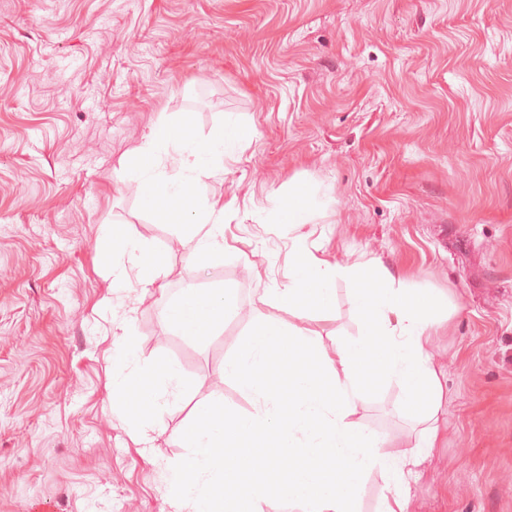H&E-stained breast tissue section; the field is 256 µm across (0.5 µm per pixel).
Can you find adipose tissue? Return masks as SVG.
Returning <instances> with one entry per match:
<instances>
[{"label":"adipose tissue","mask_w":512,"mask_h":512,"mask_svg":"<svg viewBox=\"0 0 512 512\" xmlns=\"http://www.w3.org/2000/svg\"><path fill=\"white\" fill-rule=\"evenodd\" d=\"M316 205V191L296 182L282 194L271 219L304 224ZM103 241L111 284L122 286L127 279L125 268L110 259L117 251L136 268L141 290L153 287L164 273V256L125 229L105 228ZM296 264L287 286L275 291L280 304L303 319L331 308L338 281L352 282L361 334L337 342L330 351L318 332L280 324L253 308L250 331L225 361L224 375L256 399L255 413H229L223 403L204 399L186 429V455L165 466L162 475L195 512H238L243 490L254 502L280 503L293 512H358L359 478L375 470L385 483L379 512H408L409 480L440 441L445 374L429 360L427 347L441 319L415 292L398 285L379 261L333 262L301 244ZM228 309L223 290L191 288L167 303L163 323L203 344L223 330ZM268 336L282 337L302 353L276 379L270 376L272 361L264 344ZM380 344L385 355L378 373L365 377L358 361ZM379 381L396 383L407 396L408 410L420 415L422 428L411 448H394L387 437L354 418L359 403ZM189 388L179 368L164 358L112 383L115 399L137 395L136 402H128L127 413L140 443L150 421L164 410L165 395ZM270 438L277 441V454L262 451Z\"/></svg>","instance_id":"adipose-tissue-1"}]
</instances>
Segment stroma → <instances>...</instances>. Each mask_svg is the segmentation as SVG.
Wrapping results in <instances>:
<instances>
[{
	"mask_svg": "<svg viewBox=\"0 0 512 512\" xmlns=\"http://www.w3.org/2000/svg\"><path fill=\"white\" fill-rule=\"evenodd\" d=\"M228 114L247 134L204 191L237 202L225 259L202 268L141 211L130 154L158 120L193 116L207 138ZM292 180L323 204L271 223ZM113 224L166 258L130 312L101 272ZM298 240L380 260L448 312L429 346L442 440L410 512H512V0H0V512H173L159 464L185 455L210 394L252 412L224 360L287 285ZM176 288L224 289L223 333L166 331ZM352 294L339 282L313 324L326 348L361 330ZM157 357L194 388L140 445L109 386ZM355 419L404 448L420 429L393 384Z\"/></svg>",
	"mask_w": 512,
	"mask_h": 512,
	"instance_id": "stroma-1",
	"label": "stroma"
}]
</instances>
